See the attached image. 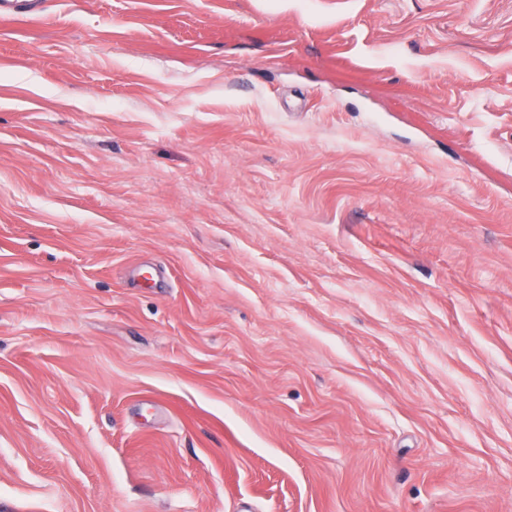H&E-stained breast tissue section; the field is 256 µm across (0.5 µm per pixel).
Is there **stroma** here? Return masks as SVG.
<instances>
[{"label":"stroma","instance_id":"obj_1","mask_svg":"<svg viewBox=\"0 0 512 512\" xmlns=\"http://www.w3.org/2000/svg\"><path fill=\"white\" fill-rule=\"evenodd\" d=\"M0 512H512V0L0 15Z\"/></svg>","mask_w":512,"mask_h":512}]
</instances>
